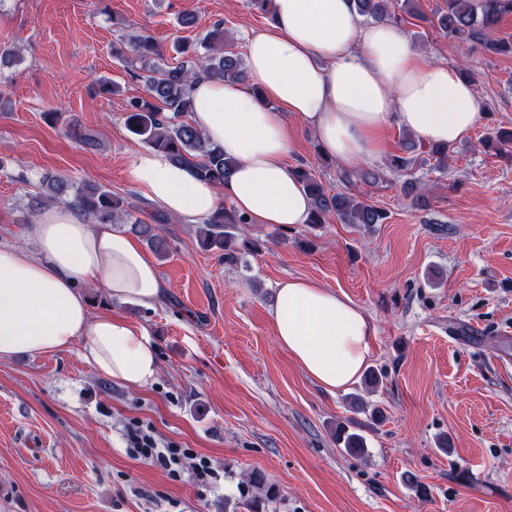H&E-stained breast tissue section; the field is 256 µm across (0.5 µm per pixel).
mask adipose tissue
I'll list each match as a JSON object with an SVG mask.
<instances>
[{"mask_svg":"<svg viewBox=\"0 0 512 512\" xmlns=\"http://www.w3.org/2000/svg\"><path fill=\"white\" fill-rule=\"evenodd\" d=\"M250 88L199 79L191 120L236 163L223 186L202 180L162 152L135 155L129 180L170 214L194 221L231 204L252 224L307 223L311 202L289 157V121L314 134L344 169L377 158L390 124L417 140L455 144L479 119L474 86L459 70L417 52L394 23L361 25L349 0H274L272 21L246 40ZM37 251L0 244V362L86 343L95 371L127 387L159 371L144 328L92 314L83 287L150 307L165 295L154 263L128 234L95 229L58 204L29 228ZM278 345L324 390L348 388L370 354L374 326L336 291L288 279L270 310Z\"/></svg>","mask_w":512,"mask_h":512,"instance_id":"1","label":"adipose tissue"}]
</instances>
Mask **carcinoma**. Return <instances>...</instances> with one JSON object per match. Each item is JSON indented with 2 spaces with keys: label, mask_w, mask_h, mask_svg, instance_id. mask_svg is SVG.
<instances>
[{
  "label": "carcinoma",
  "mask_w": 512,
  "mask_h": 512,
  "mask_svg": "<svg viewBox=\"0 0 512 512\" xmlns=\"http://www.w3.org/2000/svg\"><path fill=\"white\" fill-rule=\"evenodd\" d=\"M356 14L379 22L391 17V10L400 8L411 17L426 19L418 0H353ZM512 13V0H446V9L430 20L432 26L442 34L462 42L478 41L490 50L512 53V40H491L487 33L500 18ZM128 51L117 49L124 58L127 70L135 77L145 80L146 96L132 98L127 104L126 125L128 130L153 150L163 152L178 164L189 166L196 175L221 186L235 166L234 160L224 157V151L212 146L193 123L185 120L192 111L190 89L193 81L204 76L214 81L242 83L246 79L241 57L224 45L222 24L203 37L199 44L181 43L175 46L183 60L175 65H162V51L153 38L142 32L131 35L126 41ZM204 53H199L198 49ZM405 150L411 156H396L390 168L404 171L414 166L418 158L412 156L417 145L412 134L404 135ZM484 149L494 154L512 150V131L499 130L482 140ZM303 188L311 198L309 223L322 224L329 215H336L345 224H360L371 227L382 224L386 214L368 200L333 194L315 175L304 168L299 169ZM49 201H68L76 206L94 224H115L121 213L120 200L112 192L89 183L75 184L61 175H48L43 180ZM246 223V219L231 207H221L204 220L201 243L207 249L224 251V257L234 258V231ZM132 232L140 236L155 254L165 257L164 241L157 228L142 220L135 221ZM336 439L343 442L345 450L362 454L366 440L356 433L346 431V426H336ZM254 491L263 493L264 499L276 496L275 489L266 484L262 474H248L247 483L240 486L246 497Z\"/></svg>",
  "instance_id": "1"
}]
</instances>
